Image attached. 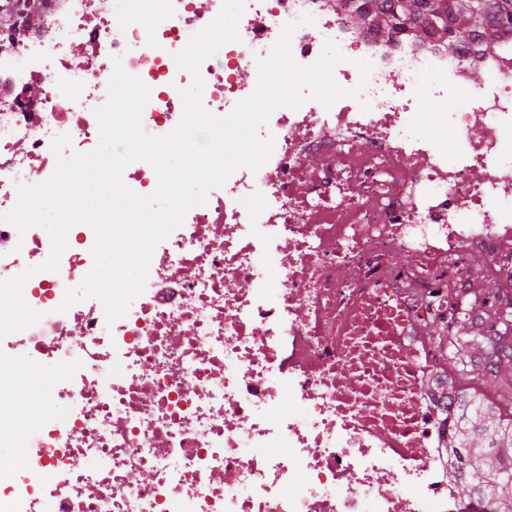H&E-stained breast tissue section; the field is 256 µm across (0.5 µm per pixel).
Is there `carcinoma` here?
I'll return each mask as SVG.
<instances>
[{"label": "carcinoma", "mask_w": 512, "mask_h": 512, "mask_svg": "<svg viewBox=\"0 0 512 512\" xmlns=\"http://www.w3.org/2000/svg\"><path fill=\"white\" fill-rule=\"evenodd\" d=\"M371 27L391 34H429L456 52L466 39L490 28L512 31V0H336ZM463 320L472 336H432L453 363L449 392L457 397L456 431L446 445L457 485L480 512H512V289L470 291ZM503 492H498V488Z\"/></svg>", "instance_id": "carcinoma-1"}]
</instances>
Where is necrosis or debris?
I'll return each instance as SVG.
<instances>
[{
  "instance_id": "4bbe7bcc",
  "label": "necrosis or debris",
  "mask_w": 512,
  "mask_h": 512,
  "mask_svg": "<svg viewBox=\"0 0 512 512\" xmlns=\"http://www.w3.org/2000/svg\"><path fill=\"white\" fill-rule=\"evenodd\" d=\"M224 0H11L0 37V280L40 318L0 338V361L55 362L45 400L64 419L0 413V439L28 437L0 479L7 512H466L443 445L454 409L434 381L440 353L420 332L455 312L474 257L497 271L512 239V34L488 51L386 37L335 0H245L238 40L200 67L202 103L223 117L255 84L286 24L289 50L314 64L326 44L343 92L331 105L282 106L258 129V168H238L154 249L143 290L107 323L95 295H72L93 269L94 229L73 225L56 269L41 227L3 216L25 172L47 180L62 134L99 143L95 108L115 64L151 89L146 134L172 131L173 92L190 72L175 53ZM313 25H299L303 15ZM480 63L485 78L472 80ZM458 138L426 137L417 104ZM308 155L325 156L307 168ZM406 259L394 261L392 247ZM278 256L268 281L265 258ZM47 472L33 484V471Z\"/></svg>"
}]
</instances>
